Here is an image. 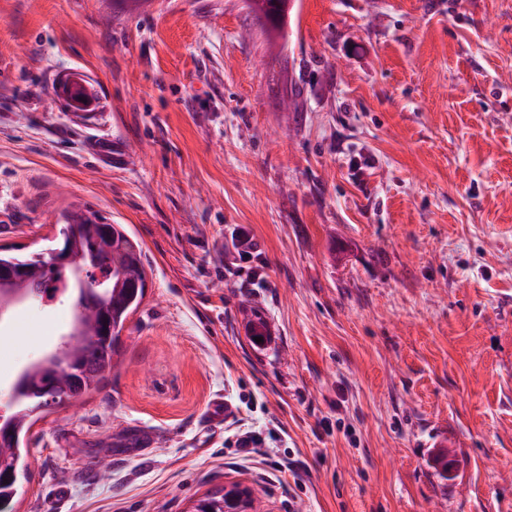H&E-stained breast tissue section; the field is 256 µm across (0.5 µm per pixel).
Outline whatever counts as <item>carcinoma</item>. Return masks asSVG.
Masks as SVG:
<instances>
[{
    "label": "carcinoma",
    "mask_w": 512,
    "mask_h": 512,
    "mask_svg": "<svg viewBox=\"0 0 512 512\" xmlns=\"http://www.w3.org/2000/svg\"><path fill=\"white\" fill-rule=\"evenodd\" d=\"M55 250L61 262L50 264L41 254H2L0 265L17 270L9 291L10 309L30 299L33 287H41L47 299L59 296L73 307L70 330L76 340L67 343L58 359L32 363L17 376L8 412L0 415V512L19 494L20 478L30 467L28 450L21 447L32 424L42 414L63 403H72L98 389L120 355V333L128 317L140 306L146 287L143 249L124 224H86L82 212L64 218ZM100 269L112 287L101 300L103 312L96 319L85 313L91 282L79 273ZM224 491L196 501L193 512H225Z\"/></svg>",
    "instance_id": "obj_1"
}]
</instances>
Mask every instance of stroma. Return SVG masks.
<instances>
[{"label":"stroma","mask_w":512,"mask_h":512,"mask_svg":"<svg viewBox=\"0 0 512 512\" xmlns=\"http://www.w3.org/2000/svg\"><path fill=\"white\" fill-rule=\"evenodd\" d=\"M109 135L122 165L87 151ZM75 208L142 243L146 295L32 426L14 512L231 482L257 512H512V0H295L277 36L245 0H0V251ZM71 316L0 325L1 403Z\"/></svg>","instance_id":"stroma-1"}]
</instances>
